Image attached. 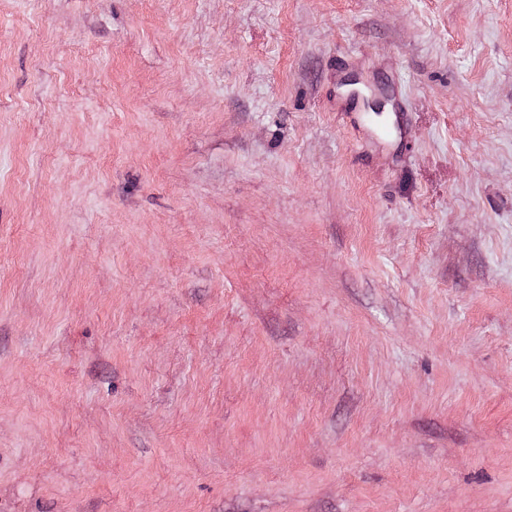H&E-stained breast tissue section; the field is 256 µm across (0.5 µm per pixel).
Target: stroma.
I'll return each instance as SVG.
<instances>
[{"label": "stroma", "instance_id": "obj_1", "mask_svg": "<svg viewBox=\"0 0 512 512\" xmlns=\"http://www.w3.org/2000/svg\"><path fill=\"white\" fill-rule=\"evenodd\" d=\"M0 512H512V0H0ZM367 85L373 92L387 101L390 106V112L396 113V119L392 126H385L378 129V136L382 140H391L394 137L402 138L405 120V112L407 106L400 97L399 88L395 81L389 78H379L370 76L366 80Z\"/></svg>", "mask_w": 512, "mask_h": 512}]
</instances>
